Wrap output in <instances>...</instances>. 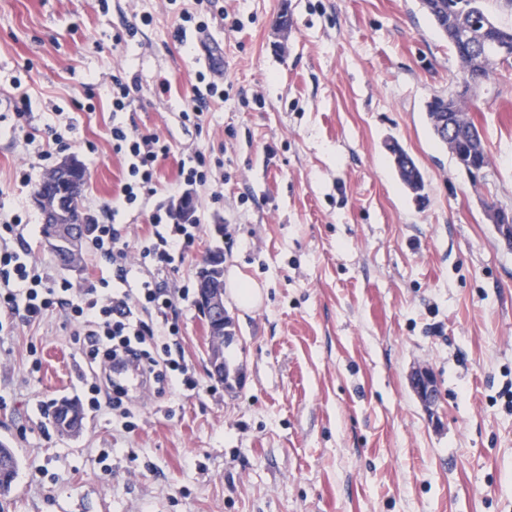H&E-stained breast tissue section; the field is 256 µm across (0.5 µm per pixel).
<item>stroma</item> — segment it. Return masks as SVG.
<instances>
[{
	"label": "stroma",
	"mask_w": 512,
	"mask_h": 512,
	"mask_svg": "<svg viewBox=\"0 0 512 512\" xmlns=\"http://www.w3.org/2000/svg\"><path fill=\"white\" fill-rule=\"evenodd\" d=\"M219 3L223 21L207 0H0V217L27 216L26 246L48 279L112 277L93 243L77 274L42 244L32 195L55 162L39 143L60 113L98 224L125 175L113 123L173 142L161 192L118 217L130 237L167 203L185 151L211 160L209 186L189 189L200 237L166 279L175 294L195 286L218 248L225 276L262 296L249 308L224 299L233 389L211 374L196 301H178L202 388L135 400L130 432L86 408L62 309L0 330V441L20 460L0 512H512V250L487 211H512V75L484 86L469 115L491 161L476 182L427 120L459 63L419 0ZM184 6L219 39L211 78L224 97L199 130L179 118L202 69L195 31H179ZM116 74L133 88L117 114ZM16 80L33 144L13 114ZM393 142L421 192L401 180ZM420 368L439 389L430 409L409 383ZM63 399L85 407L78 433L52 423ZM400 160L396 163L399 175L403 182L414 192L421 191L423 187L422 175L414 161L401 149Z\"/></svg>",
	"instance_id": "1"
}]
</instances>
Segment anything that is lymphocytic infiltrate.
<instances>
[{
	"label": "lymphocytic infiltrate",
	"instance_id": "f902f5d3",
	"mask_svg": "<svg viewBox=\"0 0 512 512\" xmlns=\"http://www.w3.org/2000/svg\"><path fill=\"white\" fill-rule=\"evenodd\" d=\"M112 150L126 163L121 186V208H134L157 191L160 159L171 152L169 141L151 132L122 124L111 129ZM22 218L0 225V309L9 317L30 324L43 319L53 307L68 309L77 328L73 342L89 369L90 408L107 405L124 430L134 427L129 395L117 381L107 380L113 368L132 366L155 396L176 390H196L200 381L191 372L181 344L174 297L158 273L177 271L186 253L200 237L201 227L181 220L171 207L154 211L149 231L136 243L124 240L116 224L95 225V255L112 262V289H73L69 282L49 281L40 261L22 242ZM152 264L157 273L129 280L132 265ZM78 293L72 303L70 293Z\"/></svg>",
	"mask_w": 512,
	"mask_h": 512
}]
</instances>
